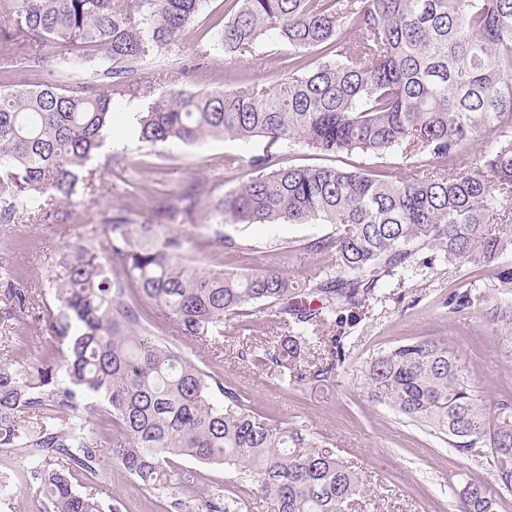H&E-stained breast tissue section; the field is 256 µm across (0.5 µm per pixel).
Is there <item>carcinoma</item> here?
Wrapping results in <instances>:
<instances>
[{
  "label": "carcinoma",
  "instance_id": "cac0c4a2",
  "mask_svg": "<svg viewBox=\"0 0 512 512\" xmlns=\"http://www.w3.org/2000/svg\"><path fill=\"white\" fill-rule=\"evenodd\" d=\"M207 0H0V44H35L26 64L40 71L48 48L107 67L112 80L42 83L0 90V221L18 210L56 214L107 144L115 98L138 84L141 63L175 45ZM215 39L227 56L254 54L264 38L288 45L276 86L258 80L232 89L179 90L138 118L150 147L207 137H264L268 150L294 143L317 153L360 151L401 158L400 175L335 166L269 169L224 195L216 211L240 224H336L305 246L320 265L305 287L318 305L295 302L286 273L197 270L183 261V231L194 224L205 186L180 193L179 207L157 205V223L140 221L141 195L106 217L103 242L62 256L48 277L51 301L37 318L55 346L35 363H0V451H26L19 476L0 473V493L16 480L38 484L52 512H117L77 486L108 479L112 467L153 490L169 488L174 459L222 465L239 494L218 492L164 512H244L260 498L268 512H349L362 480L309 430L267 422L224 378L154 338L138 300L181 335L201 342L252 312L279 320L282 332L241 352L261 370L325 378L346 359L344 333L324 328L336 307L378 298L386 279L404 276L414 249L432 247L493 270L499 293L512 292V0H230ZM496 131L475 166L448 178L421 160L446 162ZM178 232L157 233L162 225ZM3 315L29 312V288L0 275ZM484 302L489 321L512 327V302L452 294L459 313ZM318 347L323 363L300 368ZM369 401L448 440L467 455L492 449L498 480L512 489V397L489 408L448 344L421 339L383 350L362 369ZM100 412L112 433L97 427ZM488 487L460 490V512H492Z\"/></svg>",
  "mask_w": 512,
  "mask_h": 512
}]
</instances>
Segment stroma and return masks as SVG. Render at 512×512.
Returning <instances> with one entry per match:
<instances>
[{
  "instance_id": "obj_1",
  "label": "stroma",
  "mask_w": 512,
  "mask_h": 512,
  "mask_svg": "<svg viewBox=\"0 0 512 512\" xmlns=\"http://www.w3.org/2000/svg\"><path fill=\"white\" fill-rule=\"evenodd\" d=\"M227 8L226 0H211L175 46L143 63L138 79L147 87V94L119 98L124 123L113 127L108 148L89 164L86 183L58 203L55 221L42 223L33 213L23 211L9 223H0V273L9 270L20 276L35 301L48 299L47 274L66 248L91 238L104 240L103 220L127 204L126 190L132 182L172 198L189 182L208 183L210 192L203 197L195 218L197 228L189 233L185 245V254L195 266L276 269L310 281L318 275V266L303 246L335 234V225L234 224L224 221L214 209L225 193L251 177L250 159L265 153L262 138H208L193 146L170 142L151 148L138 142L134 133L138 113L163 94L182 89L206 92L254 77L272 87L282 79L276 43H268L252 55L230 58L209 36V27L222 19ZM203 50L209 53L208 67L193 69L194 58ZM95 70V64L80 59L67 65L53 61L37 74L17 68L11 83L19 89L47 81L79 83L91 80ZM397 161L394 155L378 159L358 152L323 155L293 144L281 147L270 165L369 167L388 173L395 171ZM216 225L239 243V250L212 246ZM409 263L420 267V274L402 282L389 281L381 300L367 301L356 323H347V310H337L335 329L347 334L346 361L320 380L300 381L288 373L256 369L242 360L245 347L276 333L277 322L266 314L227 322L218 348L184 338L170 328L160 330L159 337L245 393L271 423L308 426L322 447L361 476L362 491L352 512H459L458 492L470 481L495 488L493 512H512V493L495 487L488 448L458 455L436 435L388 407L370 402L363 389L361 367L376 353L435 338L458 352L474 390L486 404H493L503 393H512V328L489 323L480 307L453 313L446 305L454 292L491 293L494 280L490 268L449 260L431 248L419 250ZM52 344L36 316L0 319L2 362L40 357ZM234 478V472L224 467L180 458L167 490H149L118 474L111 485L103 487L100 498L118 502L121 512H161L165 500L189 501L224 490Z\"/></svg>"
}]
</instances>
